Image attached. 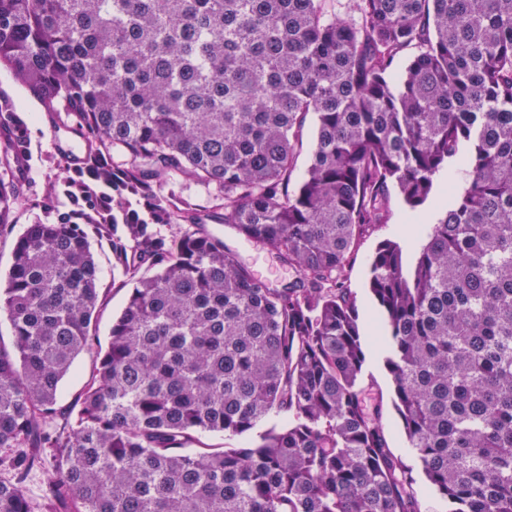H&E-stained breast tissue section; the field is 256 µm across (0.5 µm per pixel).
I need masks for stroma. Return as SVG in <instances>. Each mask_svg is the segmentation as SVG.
<instances>
[{
    "label": "stroma",
    "instance_id": "stroma-1",
    "mask_svg": "<svg viewBox=\"0 0 512 512\" xmlns=\"http://www.w3.org/2000/svg\"><path fill=\"white\" fill-rule=\"evenodd\" d=\"M0 91L8 93L20 104L30 142L24 200L16 212V224L12 232L0 236V272L4 273L10 267L15 242L27 225L54 221L59 212L68 208L67 199L48 195L47 186L49 183L65 180L68 170L61 164L60 159L67 151L81 152L83 137L69 131L60 120L50 118L38 100L3 68L0 69ZM422 215V210L410 209L399 194H392L389 222L370 230L356 247L348 287L355 298L362 333L365 353L363 384L368 388L373 402L381 408L388 445L392 453L401 457L412 470L415 478L413 489L420 512H447V504L428 490L419 463L408 446L402 424L394 409L393 384L384 365V352L378 339V313L368 288L369 262L378 244L386 239L406 242L410 222ZM206 229L220 237L270 287H282L294 278V270L282 264L274 251L247 241L230 226L211 222ZM93 249L100 269L101 312L93 326L94 336L89 350L75 360L70 373L60 384L56 403L57 415L48 424L52 431L65 425L68 411L107 348L112 322L125 306L130 294L129 287L123 284L121 270L112 265V248L109 242L104 239L94 241Z\"/></svg>",
    "mask_w": 512,
    "mask_h": 512
}]
</instances>
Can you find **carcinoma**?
<instances>
[{
    "label": "carcinoma",
    "mask_w": 512,
    "mask_h": 512,
    "mask_svg": "<svg viewBox=\"0 0 512 512\" xmlns=\"http://www.w3.org/2000/svg\"><path fill=\"white\" fill-rule=\"evenodd\" d=\"M326 2L0 0V68L85 138L59 187L80 205L28 225L0 285V512H33L25 478L47 456L49 512H418L345 288L391 187L445 211L416 228L411 264L392 240L370 259L395 410L448 512H512V0H349L345 19ZM22 124L0 92V234L22 196ZM464 147L450 202L434 178ZM178 177L212 209L170 189ZM209 220L296 277L269 287ZM93 238L133 288L51 435L99 305ZM272 414L285 424L247 447H193ZM314 132H315V118L312 114H310L308 116L304 131H303L304 147L296 161V167H295L293 177H292L293 183L299 181L302 178L303 174L305 173V171L308 167L310 152H311V148H312V142L314 139Z\"/></svg>",
    "instance_id": "cac0c4a2"
}]
</instances>
